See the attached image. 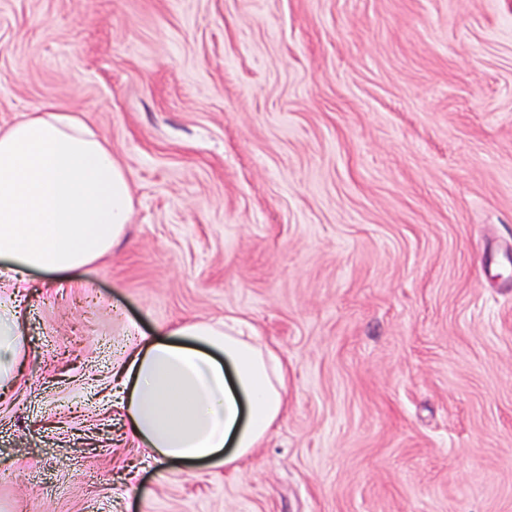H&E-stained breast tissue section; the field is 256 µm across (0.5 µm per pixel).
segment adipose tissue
Wrapping results in <instances>:
<instances>
[{"label": "adipose tissue", "mask_w": 512, "mask_h": 512, "mask_svg": "<svg viewBox=\"0 0 512 512\" xmlns=\"http://www.w3.org/2000/svg\"><path fill=\"white\" fill-rule=\"evenodd\" d=\"M128 178L78 117L54 107L0 128V386L24 354L15 289L29 270L62 279L105 258L131 212ZM128 433L156 463L238 467L286 410L288 364L225 324L188 322L142 337L120 368Z\"/></svg>", "instance_id": "1"}]
</instances>
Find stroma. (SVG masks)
I'll return each mask as SVG.
<instances>
[{
	"mask_svg": "<svg viewBox=\"0 0 512 512\" xmlns=\"http://www.w3.org/2000/svg\"><path fill=\"white\" fill-rule=\"evenodd\" d=\"M80 115L132 212L28 272L0 512H512V0H0V128ZM253 324L287 411L160 477L112 374Z\"/></svg>",
	"mask_w": 512,
	"mask_h": 512,
	"instance_id": "stroma-1",
	"label": "stroma"
}]
</instances>
